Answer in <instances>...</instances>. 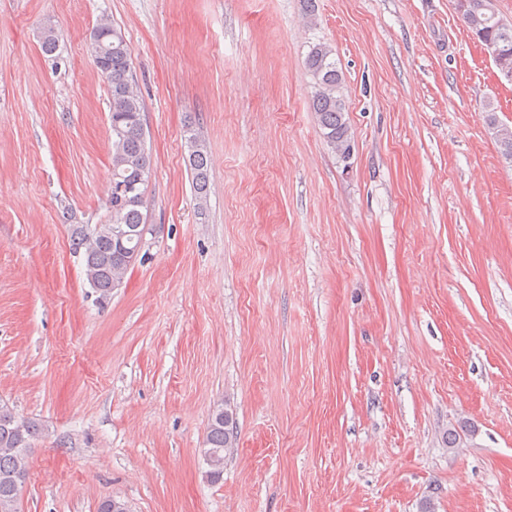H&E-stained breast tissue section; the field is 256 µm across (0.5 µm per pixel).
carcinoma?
<instances>
[{
  "label": "carcinoma",
  "mask_w": 512,
  "mask_h": 512,
  "mask_svg": "<svg viewBox=\"0 0 512 512\" xmlns=\"http://www.w3.org/2000/svg\"><path fill=\"white\" fill-rule=\"evenodd\" d=\"M461 19L480 42L500 45L499 70L512 72V24L498 17L489 0H466ZM112 37L108 47L109 75L106 78L110 96L112 177L148 179L151 156L146 147V132L141 116L144 104L132 71V50L121 29L106 19L97 24L89 36L90 52H95L99 39ZM42 49L49 56L59 49V37L48 26L42 33ZM305 67L313 79L312 108L324 140L336 153H342L351 135L346 120L347 105L340 93L342 69L332 49L324 44L313 46L305 58ZM502 156L512 161V127L491 123ZM191 171L199 198L208 192V161L194 137H189ZM143 196L112 200L109 217L104 224L70 225L73 253L81 257L86 282L98 298L107 302L112 297V276L128 270L126 258L136 247L138 234L146 225ZM47 430L38 422L21 419L9 408L0 406V512H18L22 483L18 468ZM237 447L233 413L224 404L214 406L208 424L203 459L207 477L216 482L224 474V458Z\"/></svg>",
  "instance_id": "carcinoma-1"
}]
</instances>
